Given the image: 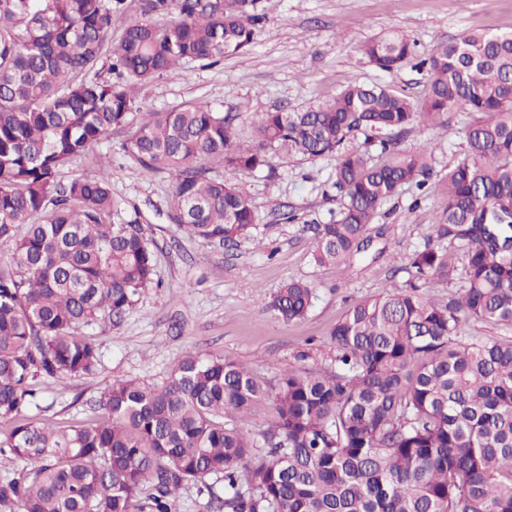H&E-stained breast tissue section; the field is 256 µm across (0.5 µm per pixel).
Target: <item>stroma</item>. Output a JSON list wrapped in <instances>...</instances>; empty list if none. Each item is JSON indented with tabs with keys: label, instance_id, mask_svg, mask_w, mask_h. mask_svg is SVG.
<instances>
[{
	"label": "stroma",
	"instance_id": "obj_1",
	"mask_svg": "<svg viewBox=\"0 0 512 512\" xmlns=\"http://www.w3.org/2000/svg\"><path fill=\"white\" fill-rule=\"evenodd\" d=\"M263 19L251 48L215 66L183 64L141 85L134 117L152 118L190 101L234 115L237 140L251 141L264 113L300 110L331 99L347 86L377 83L421 100L428 77L419 62L467 31L512 33V0H259ZM401 30L416 58L385 73L369 65L366 41ZM467 113L453 114L447 129L423 127L404 134L401 151L428 148L431 183L463 159ZM123 133H109L81 162L65 167L71 179L105 161L119 221L143 225L154 256L155 283L119 325L86 329L101 350L95 374L41 381L35 417L66 426L94 416L91 405L113 381H164L189 351L229 357L269 379L291 366L326 367L328 337L355 304L376 298L409 277L407 257L422 246L441 213L439 195L404 186L385 204L367 251L344 265L312 259L311 225L335 217L343 199L329 182L335 157L310 161L276 155L270 170L232 177L256 211L248 238L234 245L193 238L167 214L171 186L165 174H147L123 151ZM297 216L295 222L286 213ZM291 279L316 290L307 317L287 322L266 310L262 296Z\"/></svg>",
	"mask_w": 512,
	"mask_h": 512
}]
</instances>
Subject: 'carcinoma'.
<instances>
[{"label":"carcinoma","instance_id":"obj_1","mask_svg":"<svg viewBox=\"0 0 512 512\" xmlns=\"http://www.w3.org/2000/svg\"><path fill=\"white\" fill-rule=\"evenodd\" d=\"M257 3L142 0L130 17L105 0H0V460L23 464L0 480V512H134L142 500L171 512L188 483L227 512H512V343L462 336L471 319L512 323V33L437 47L421 62L420 101L356 83L304 111L264 113L249 145L235 140L233 116L204 102L134 123L137 84L247 52ZM105 53L114 82L89 76ZM362 55L390 73L413 43L390 32ZM455 112L470 116L465 156L438 184L442 212L409 257L411 278L336 323L328 367L265 381L187 352L161 384L108 386L87 423L30 415L37 380L96 372L101 352L83 329L119 325L154 282L143 226L112 221L105 167L60 179L104 136L124 132L144 171L168 174L171 221L206 242L243 239L255 224L224 173L268 167L279 152L336 155L329 181L343 206L307 228L314 263L339 266L367 250L403 186L428 182L431 152L403 153L399 137L446 128ZM358 137L364 148L344 149ZM424 278L461 286L446 301L426 298ZM315 299L290 280L262 302L293 322ZM266 401L258 439L250 416Z\"/></svg>","mask_w":512,"mask_h":512}]
</instances>
